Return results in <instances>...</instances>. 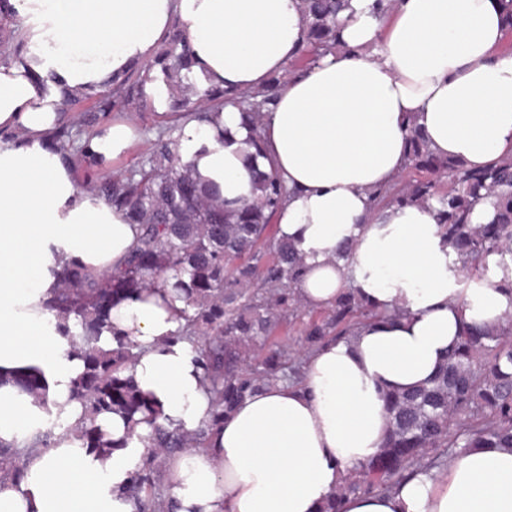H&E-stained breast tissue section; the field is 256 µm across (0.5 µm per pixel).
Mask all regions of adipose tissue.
<instances>
[{
	"mask_svg": "<svg viewBox=\"0 0 512 512\" xmlns=\"http://www.w3.org/2000/svg\"><path fill=\"white\" fill-rule=\"evenodd\" d=\"M23 20L25 51L0 68V441L13 443L47 417L14 384L38 370L65 423L81 359L71 355L46 304L51 270L75 260L118 269L140 229L124 211L90 201L68 156L47 144L62 96L104 89L151 61L180 32L194 64L182 79L205 90L253 91L283 75L262 112L264 149L249 163L251 122L228 106L185 117L174 151L227 207L253 197V169L274 172L287 195L278 237L303 254L296 292L311 307L334 305L347 287L395 323H368L311 353L295 385L268 384L239 401L205 448L169 460L167 512H320L342 479L374 456L388 420L382 393L431 381L463 324L494 328L512 315V262L462 287L436 202L372 212L418 132L429 149L472 170L512 151V54L503 0H398L382 17L375 0H346L344 50L287 73L307 30L302 0H0ZM116 117L86 136L91 159L109 166L138 141ZM157 279L148 295L111 312L144 352L131 371L165 423L191 429L206 418L203 372L176 334L181 303ZM118 448L103 453L58 437L27 454L20 482H0V512H134L125 490L144 445L124 419L100 416ZM342 512H512V448H470L441 471L413 474L392 491L353 495Z\"/></svg>",
	"mask_w": 512,
	"mask_h": 512,
	"instance_id": "ef3b65f1",
	"label": "adipose tissue"
}]
</instances>
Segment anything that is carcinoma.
Masks as SVG:
<instances>
[{
  "mask_svg": "<svg viewBox=\"0 0 512 512\" xmlns=\"http://www.w3.org/2000/svg\"><path fill=\"white\" fill-rule=\"evenodd\" d=\"M308 19L304 54L315 57L342 49L337 38L338 14L345 0H303ZM22 19L0 9V66H9L24 52ZM190 50L177 32L165 41L145 71L158 70L170 89L172 116L219 112L232 102L258 120L272 100L283 77L268 87L245 95L229 96L224 90L199 93L183 83L181 72L190 69ZM145 76L138 70L113 78L108 89L68 97L61 111L79 112L82 123L94 129L114 112L132 106L150 107L144 93ZM177 125L160 131L149 153L124 175L107 177L85 160L81 138L65 120L48 132L52 149L67 153L81 172L80 189L113 208L124 211L140 226V235L123 266L99 274L77 263L53 270L55 294L47 310L73 320L65 335L84 369L75 380L71 399L83 416L67 425L63 435L101 451L115 447L104 437L97 419L118 413L128 434L146 428L147 449L142 464L131 477L129 496L135 512H160L164 503L154 492V477L161 464L159 448H182L185 430L159 422V414L141 393L130 366L141 353L139 344L114 329L112 307L147 291L154 279L169 275L172 299L185 302V324L177 339L188 342L194 360L209 383L212 396L208 418L192 431L196 447L224 424L237 402L262 386L277 381L301 382L298 366H288L282 348L263 357L256 354L260 339L275 326V312L286 313L301 303L296 285L303 261L294 247L276 237L272 218L286 197V189L273 173H255L256 195L229 210L172 152ZM410 166L430 174L427 180L399 182L380 189L376 206L409 205L434 199L439 204L441 234L453 245V264L469 279H486L489 258L512 262V157L506 156L486 170L472 171L463 164L430 151L418 136L410 143ZM495 199L496 213L488 224L472 223L477 205ZM257 280L269 297L251 292ZM400 309L382 312L349 288L336 298L326 315L304 329L305 353L331 341L346 339L362 319H397ZM114 347L96 346L104 331ZM13 382L35 404L46 406L47 389L37 372L21 374ZM389 420L382 446L374 457L344 478L321 512H341L343 500L356 494L385 493L421 470L443 469L448 457L465 448H512V317L495 330L472 325L465 329L437 375L412 390L384 394ZM54 444V435L39 431L23 448L0 443V481L18 482L23 475L22 456Z\"/></svg>",
  "mask_w": 512,
  "mask_h": 512,
  "instance_id": "carcinoma-1",
  "label": "carcinoma"
}]
</instances>
